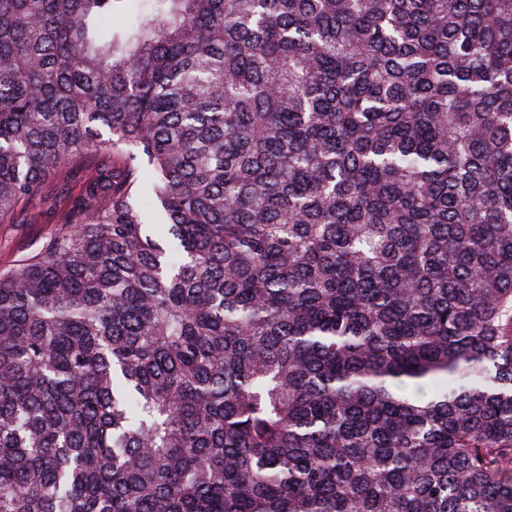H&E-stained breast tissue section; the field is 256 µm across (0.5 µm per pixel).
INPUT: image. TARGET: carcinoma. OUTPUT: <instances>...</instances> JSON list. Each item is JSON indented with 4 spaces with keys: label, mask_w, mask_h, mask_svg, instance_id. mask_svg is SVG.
Here are the masks:
<instances>
[{
    "label": "carcinoma",
    "mask_w": 512,
    "mask_h": 512,
    "mask_svg": "<svg viewBox=\"0 0 512 512\" xmlns=\"http://www.w3.org/2000/svg\"><path fill=\"white\" fill-rule=\"evenodd\" d=\"M113 2L0 0V223L112 150L0 272V512H512V0Z\"/></svg>",
    "instance_id": "carcinoma-1"
}]
</instances>
